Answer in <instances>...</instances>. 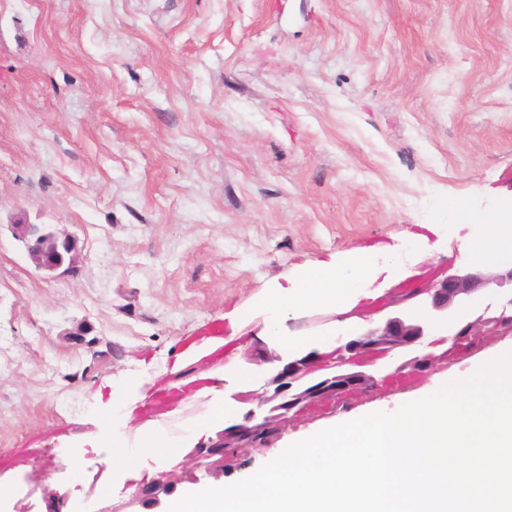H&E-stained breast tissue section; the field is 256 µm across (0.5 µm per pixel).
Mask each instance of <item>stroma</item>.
<instances>
[{
    "instance_id": "35a3bbf8",
    "label": "stroma",
    "mask_w": 512,
    "mask_h": 512,
    "mask_svg": "<svg viewBox=\"0 0 512 512\" xmlns=\"http://www.w3.org/2000/svg\"><path fill=\"white\" fill-rule=\"evenodd\" d=\"M451 199L512 201V0H0V454L50 435L51 467L0 473V512H142L110 480L100 412L127 380L152 395L210 320L374 242L400 264L373 285L462 267L472 224ZM75 235V271L38 270L10 226ZM89 321L95 346L66 334ZM261 316L174 410L193 428L233 399ZM450 366L289 426L391 408ZM62 436H54L57 427ZM78 458L81 481L66 464Z\"/></svg>"
}]
</instances>
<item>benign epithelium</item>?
Segmentation results:
<instances>
[{
    "label": "benign epithelium",
    "instance_id": "7a95c632",
    "mask_svg": "<svg viewBox=\"0 0 512 512\" xmlns=\"http://www.w3.org/2000/svg\"><path fill=\"white\" fill-rule=\"evenodd\" d=\"M14 232L40 269L71 270L79 262L77 241L65 231L18 221ZM478 290H487L503 300L498 314L472 312V293ZM382 310L386 311L382 322L372 327V320H367L352 337L328 351L315 349L304 355H260L253 351L247 355L262 368L261 384L257 389L232 394L233 400L247 405L241 419L189 448L185 454L189 467L181 474L160 472L139 483H128L127 487L134 488L132 502L158 508L163 498L172 495L183 482H195L201 475L216 480L223 477L225 464L239 456L241 449L269 447L311 405L334 406L352 395L377 390L384 380L355 367L398 348L421 345L438 326H448V350L417 356L399 366L397 372L408 369L412 375H423L437 371L473 348L481 336L512 334V267L483 272L476 266H465L403 290Z\"/></svg>",
    "mask_w": 512,
    "mask_h": 512
}]
</instances>
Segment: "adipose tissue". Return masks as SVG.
<instances>
[{
	"label": "adipose tissue",
	"mask_w": 512,
	"mask_h": 512,
	"mask_svg": "<svg viewBox=\"0 0 512 512\" xmlns=\"http://www.w3.org/2000/svg\"><path fill=\"white\" fill-rule=\"evenodd\" d=\"M439 217L452 224L482 221V232L463 240V257L481 254L493 259L512 253V235L503 232L504 226L512 223L510 205L479 213L460 202L451 201L446 203ZM395 259L394 253L385 252L380 261L374 262L361 253L341 266L325 264L301 270L292 287L270 289L261 299L263 326L259 339L275 343L283 352L301 350L306 341L289 331L288 320L312 308L346 313L362 298L382 296V289H368L366 283L378 272L380 265L392 264ZM139 391L138 383L125 384L121 397L113 399L111 408L101 417L106 429V445L111 450L108 461L116 481L142 478L156 459H176L181 455L179 447L173 446L165 433L154 425H142L138 440H128L126 432L134 421V403Z\"/></svg>",
	"instance_id": "1"
}]
</instances>
